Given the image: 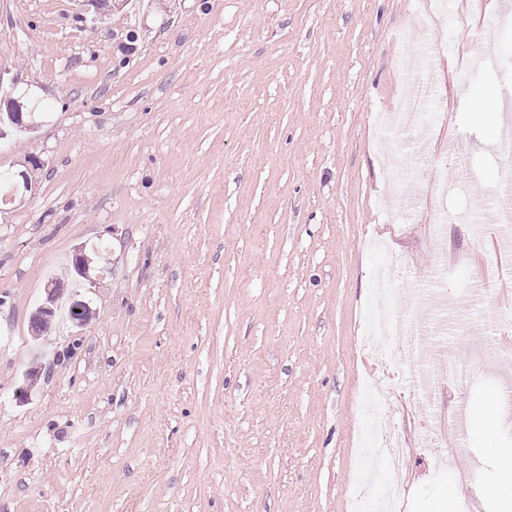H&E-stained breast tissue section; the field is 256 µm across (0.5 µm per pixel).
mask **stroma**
Wrapping results in <instances>:
<instances>
[{
	"label": "stroma",
	"mask_w": 512,
	"mask_h": 512,
	"mask_svg": "<svg viewBox=\"0 0 512 512\" xmlns=\"http://www.w3.org/2000/svg\"><path fill=\"white\" fill-rule=\"evenodd\" d=\"M446 3L447 110L402 130L378 117L432 0H151L102 25L73 0H0V86L45 104L37 134L0 142V170L31 179L0 205V512H373L348 493L390 476L370 454L373 399L404 441L398 512H448L449 484L495 476L512 412L483 357L512 374V224L494 221L512 196L502 125L475 103L512 104V22L498 0ZM383 138L403 155L424 141L449 182L470 171L488 232L453 197L443 226L391 218ZM439 239V287L470 311L447 334L420 326L411 280ZM79 245L91 320L33 335ZM391 253L414 344L367 350ZM439 347L462 376L417 387ZM425 430L460 446L450 467ZM51 288L46 289V296L44 301L35 309L32 314L35 325L42 326L43 324L49 328H52L55 319V304L58 299Z\"/></svg>",
	"instance_id": "1"
}]
</instances>
